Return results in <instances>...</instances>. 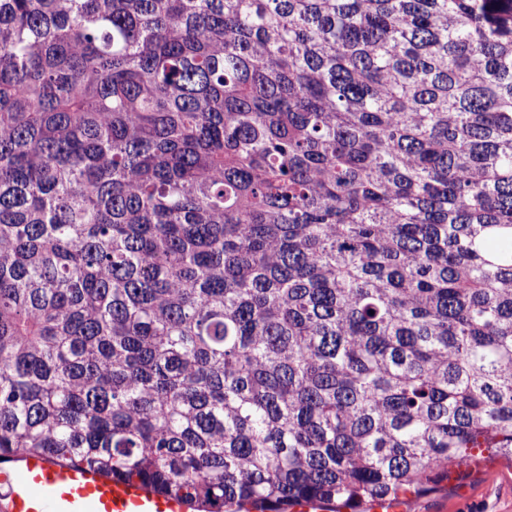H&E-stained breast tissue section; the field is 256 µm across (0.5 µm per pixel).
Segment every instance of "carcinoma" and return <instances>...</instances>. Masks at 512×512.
I'll return each instance as SVG.
<instances>
[{
  "mask_svg": "<svg viewBox=\"0 0 512 512\" xmlns=\"http://www.w3.org/2000/svg\"><path fill=\"white\" fill-rule=\"evenodd\" d=\"M512 458V0H0V462L335 512Z\"/></svg>",
  "mask_w": 512,
  "mask_h": 512,
  "instance_id": "obj_1",
  "label": "carcinoma"
}]
</instances>
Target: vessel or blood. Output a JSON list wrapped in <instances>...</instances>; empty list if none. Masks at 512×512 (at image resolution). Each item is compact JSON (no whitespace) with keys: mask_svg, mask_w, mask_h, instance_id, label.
<instances>
[{"mask_svg":"<svg viewBox=\"0 0 512 512\" xmlns=\"http://www.w3.org/2000/svg\"><path fill=\"white\" fill-rule=\"evenodd\" d=\"M0 512H188V505L137 478H108L81 462L19 454L0 467Z\"/></svg>","mask_w":512,"mask_h":512,"instance_id":"b4317fda","label":"vessel or blood"}]
</instances>
